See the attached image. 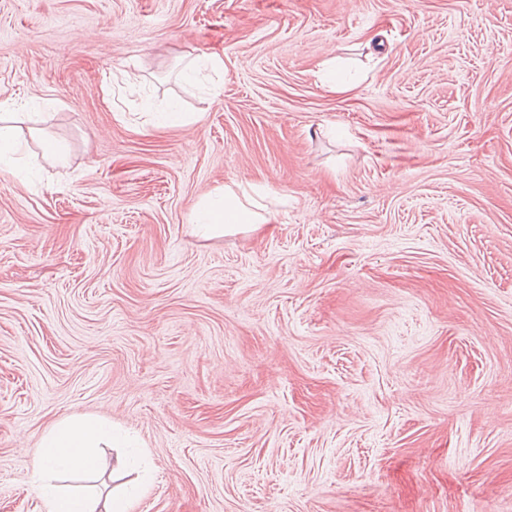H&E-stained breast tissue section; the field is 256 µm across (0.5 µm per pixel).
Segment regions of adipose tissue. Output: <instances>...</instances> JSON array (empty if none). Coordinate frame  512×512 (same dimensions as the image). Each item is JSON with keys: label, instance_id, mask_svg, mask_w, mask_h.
<instances>
[{"label": "adipose tissue", "instance_id": "1", "mask_svg": "<svg viewBox=\"0 0 512 512\" xmlns=\"http://www.w3.org/2000/svg\"><path fill=\"white\" fill-rule=\"evenodd\" d=\"M274 210L248 194L225 188L207 197L193 209V230H255L272 223ZM118 436L106 422L71 416L52 423L40 435L37 453L31 462L30 483L41 496L46 512H132L134 496L124 490L99 498L61 490L60 473L88 470L94 466L93 450L101 444L115 443Z\"/></svg>", "mask_w": 512, "mask_h": 512}]
</instances>
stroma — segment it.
<instances>
[{
    "label": "stroma",
    "instance_id": "1",
    "mask_svg": "<svg viewBox=\"0 0 512 512\" xmlns=\"http://www.w3.org/2000/svg\"><path fill=\"white\" fill-rule=\"evenodd\" d=\"M0 100V512L70 415L134 512H512V0H0ZM19 150L16 141L15 126L7 124L0 116V171L12 173L13 157ZM275 211L248 195L245 190L241 195L230 187L224 192L208 196L193 209L190 223L192 232L222 229L232 232L240 229L257 230L263 224L272 223Z\"/></svg>",
    "mask_w": 512,
    "mask_h": 512
}]
</instances>
